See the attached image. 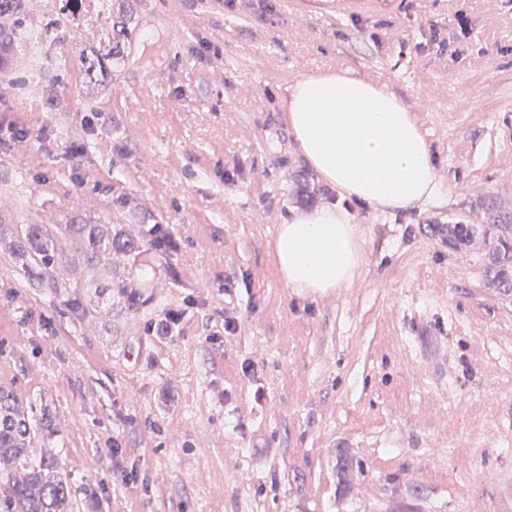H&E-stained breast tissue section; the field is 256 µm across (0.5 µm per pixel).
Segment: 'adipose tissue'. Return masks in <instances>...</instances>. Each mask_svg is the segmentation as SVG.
<instances>
[{
  "label": "adipose tissue",
  "mask_w": 512,
  "mask_h": 512,
  "mask_svg": "<svg viewBox=\"0 0 512 512\" xmlns=\"http://www.w3.org/2000/svg\"><path fill=\"white\" fill-rule=\"evenodd\" d=\"M300 151L329 183L367 204L405 208L434 198L440 184L428 144L399 97L345 71L299 78L287 104ZM361 258L346 213L316 209L279 225L274 259L299 292L347 287Z\"/></svg>",
  "instance_id": "ef3b65f1"
}]
</instances>
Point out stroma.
<instances>
[{
  "label": "stroma",
  "instance_id": "obj_1",
  "mask_svg": "<svg viewBox=\"0 0 512 512\" xmlns=\"http://www.w3.org/2000/svg\"><path fill=\"white\" fill-rule=\"evenodd\" d=\"M132 8L154 43L101 92L58 0H31L0 70V224L44 225L59 247L41 279L0 250V387L50 411L35 453L101 512H512V287L497 274L512 0ZM339 70L402 100L441 189L405 209L352 203L353 284L317 296L288 288L272 245L288 219L344 202L286 112L299 77ZM77 214L168 231L151 303L112 289L130 257L90 258L67 228ZM443 224L478 225L482 251ZM172 310L173 334L151 333Z\"/></svg>",
  "mask_w": 512,
  "mask_h": 512
}]
</instances>
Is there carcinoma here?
Wrapping results in <instances>:
<instances>
[{
	"mask_svg": "<svg viewBox=\"0 0 512 512\" xmlns=\"http://www.w3.org/2000/svg\"><path fill=\"white\" fill-rule=\"evenodd\" d=\"M130 0H96L109 14L91 50H78L79 61L88 83L102 85L112 62L122 57L126 45L137 39V26L128 18ZM28 0H0V16L23 14ZM74 235L93 258H106L120 249L131 256L126 276L111 284L117 293L128 295L129 304L137 306L141 294L136 291L145 275L142 253L158 255L172 247V241L159 224H145L133 240L110 224H71ZM9 249L30 276L49 273L58 257V249L48 230L40 224H27L14 233ZM37 432L28 420V411L12 393L0 389V512H75L79 508L77 490L60 473L53 461L32 455Z\"/></svg>",
	"mask_w": 512,
	"mask_h": 512,
	"instance_id": "cac0c4a2",
	"label": "carcinoma"
}]
</instances>
